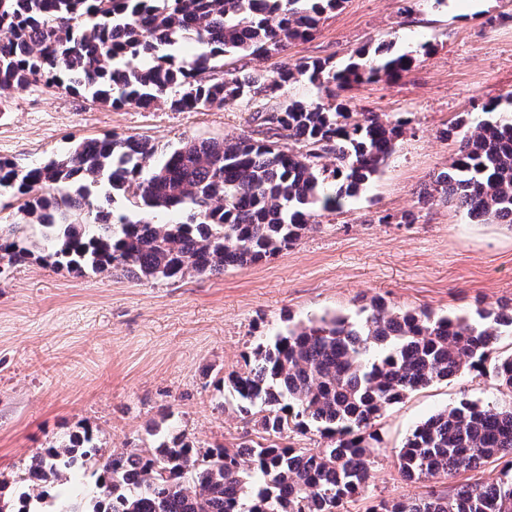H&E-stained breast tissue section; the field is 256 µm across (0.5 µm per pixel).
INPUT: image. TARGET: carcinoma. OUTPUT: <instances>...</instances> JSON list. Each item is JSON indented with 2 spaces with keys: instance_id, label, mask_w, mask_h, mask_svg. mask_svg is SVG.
<instances>
[{
  "instance_id": "1",
  "label": "carcinoma",
  "mask_w": 512,
  "mask_h": 512,
  "mask_svg": "<svg viewBox=\"0 0 512 512\" xmlns=\"http://www.w3.org/2000/svg\"><path fill=\"white\" fill-rule=\"evenodd\" d=\"M344 0H0V98L43 83L81 90L112 106L177 110L251 105L301 80L316 100L284 99L252 119L269 135L190 141L165 154L146 139L107 135L77 144L44 165L17 169L0 159V190L24 199L31 222L54 242L53 264L71 272L119 269L138 279L220 275L292 247L325 212L341 210L380 173L410 119L357 111L346 95L365 81L398 79L413 54L362 49L343 67L326 60L284 59L263 73H224V60L280 55L315 34ZM192 40L203 51L176 58L169 48ZM458 143L450 170L437 174L421 202H453L472 220L512 215V118L458 119L443 130ZM335 162L328 165L327 157ZM108 180L137 215L92 211L88 188ZM188 211L157 224L154 214ZM33 256L24 240L0 235V275ZM357 320L324 315L260 339L249 370L226 378L238 413L265 442L241 439L205 451L182 434L131 452L100 453L87 430L69 433L26 469L31 493L14 508L35 512L45 484L60 481L78 458L95 457L107 489L92 506L75 499L56 512H345L369 477L373 430L382 409L464 370L512 391V354L497 352L512 334V311L477 309V318L434 317L374 302ZM317 426L325 448L277 442ZM491 458L507 464L498 481L460 486L372 512H512V399H462L431 415L398 451L407 479L452 476Z\"/></svg>"
}]
</instances>
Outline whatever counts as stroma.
<instances>
[{"mask_svg":"<svg viewBox=\"0 0 512 512\" xmlns=\"http://www.w3.org/2000/svg\"><path fill=\"white\" fill-rule=\"evenodd\" d=\"M380 41L395 53L430 48L402 78L350 92L357 108L410 117L409 130L365 192L269 260L177 281L58 270L42 228L29 222L19 199L0 192V226L16 225L35 254L0 279V478L7 497L27 492L22 475L34 455L83 428L108 453L136 447L154 425L202 449L257 434L223 379L245 371V354L288 321L353 316L375 299L437 315L512 307V224L475 223L455 204L418 201L457 150L440 131L464 113L481 116L483 104L512 91V0H444L438 7L431 0H344L288 55L341 63ZM258 133L239 103L193 111L163 102L111 107L87 92L42 85L0 100V158L23 170L105 135L149 139L162 155L188 140ZM387 213L415 221L378 223ZM464 397L507 400L512 391L467 371L386 406L371 477L347 512L497 481L503 463L494 459L451 478L410 480L399 470L396 453L411 430Z\"/></svg>","mask_w":512,"mask_h":512,"instance_id":"35a3bbf8","label":"stroma"}]
</instances>
